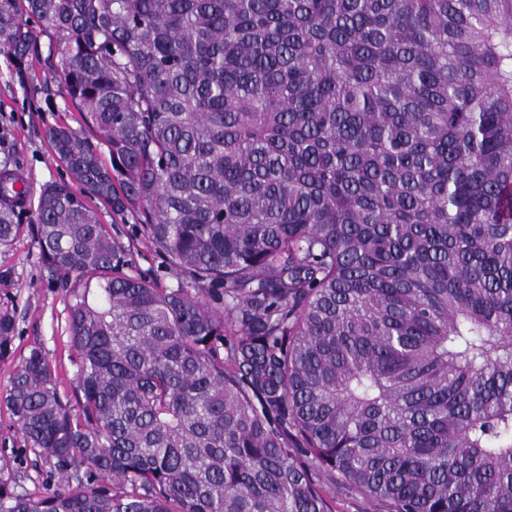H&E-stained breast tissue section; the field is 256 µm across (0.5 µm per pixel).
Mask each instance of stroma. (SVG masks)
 I'll use <instances>...</instances> for the list:
<instances>
[{
  "mask_svg": "<svg viewBox=\"0 0 512 512\" xmlns=\"http://www.w3.org/2000/svg\"><path fill=\"white\" fill-rule=\"evenodd\" d=\"M27 70L0 56V157L11 156L19 166L31 198L42 187L64 174L54 159L46 133L49 128L76 125L79 114L67 102L53 73L54 60L46 37L33 44ZM101 223L111 225L114 236L129 243L133 252L132 273L153 277L172 286L175 276L162 256L138 230V218L128 213L113 214L93 202ZM21 233L9 244L0 245V308L15 316L16 334L8 356L0 357V394L4 393L14 370L32 348H40L51 361L62 402L74 403L76 369L69 358L66 301L62 291L48 281L36 243L34 215L22 220ZM0 482L11 491L37 497L55 489L44 467L35 463L26 448L15 419L0 403Z\"/></svg>",
  "mask_w": 512,
  "mask_h": 512,
  "instance_id": "1",
  "label": "stroma"
}]
</instances>
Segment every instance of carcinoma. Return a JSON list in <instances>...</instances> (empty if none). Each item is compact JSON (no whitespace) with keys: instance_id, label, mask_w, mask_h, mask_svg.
I'll list each match as a JSON object with an SVG mask.
<instances>
[{"instance_id":"1","label":"carcinoma","mask_w":512,"mask_h":512,"mask_svg":"<svg viewBox=\"0 0 512 512\" xmlns=\"http://www.w3.org/2000/svg\"><path fill=\"white\" fill-rule=\"evenodd\" d=\"M40 35L104 151L47 133L75 405L32 349L0 399L59 486L0 512H512V0H0V55ZM102 224H112V235L119 237L125 244L130 242L133 254V274H141L157 278L163 286L176 284L175 276L166 269L167 264L162 256L155 252L151 244L138 231V218L133 213L123 216L115 215L105 204L94 200L90 202ZM324 487L333 499L334 512H375L362 497L353 494L347 487L336 480L332 485L330 480H324Z\"/></svg>"}]
</instances>
